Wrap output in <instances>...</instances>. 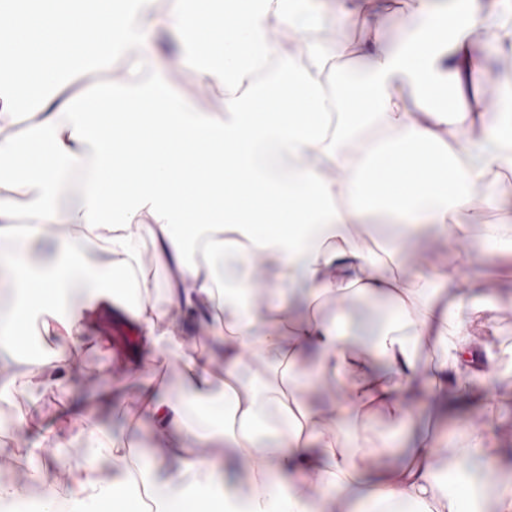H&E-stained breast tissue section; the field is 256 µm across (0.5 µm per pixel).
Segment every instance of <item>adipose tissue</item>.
Listing matches in <instances>:
<instances>
[{
  "label": "adipose tissue",
  "instance_id": "1",
  "mask_svg": "<svg viewBox=\"0 0 512 512\" xmlns=\"http://www.w3.org/2000/svg\"><path fill=\"white\" fill-rule=\"evenodd\" d=\"M428 4L413 0L415 28L402 40L378 27L351 43L319 34L328 15L342 31L363 25L348 0H173L162 16L154 0H0V238L19 244L0 257V283L16 296L0 310V356L16 359L28 327L40 325L43 355L29 361L36 377L27 387L63 384L72 370L64 343L82 344L100 317L122 320L136 282L144 363L182 356L191 323L223 347L221 361L187 359L180 394L146 389L158 433L201 448L229 443L236 453L221 465L144 457L136 493L118 448L115 477L62 456L63 479L51 481L43 460L54 440L42 435L26 450V485L0 481V512L30 487L44 490L40 512H310L311 501L341 498L353 512H473L475 494L443 498L435 472L444 464L493 480L491 512H512V480L496 476L485 429L460 427L461 447L444 457L416 440L406 464L376 474L364 444L319 428L300 398L330 376L342 386L336 424L374 409L404 422L425 336L440 352L431 380L445 387L468 377L496 397L489 367L467 361L494 348L466 337L483 308L476 266L452 265L405 288L359 238L363 220L375 218L512 254V222L484 214L499 172L512 168V92L487 99L484 78L512 44L494 37L473 49L469 32L488 23L483 0H454L446 13ZM159 29L176 34V57L198 86L219 91L222 113L198 110L159 72L164 52L149 41ZM282 32L298 37L297 61L280 60ZM77 57L120 65L121 85L67 92L61 73ZM19 102L30 103L32 123L23 136L4 135ZM489 104L503 112L493 124L482 121ZM244 173L254 192L242 191ZM478 184L486 193L477 202ZM17 187L29 197L23 212L11 196ZM69 224L86 235L60 234ZM144 238L172 272L163 309L136 275ZM33 244L45 246L42 259ZM259 261L277 265L276 280L256 285ZM436 280L448 285V307L424 298ZM297 291L312 304L335 299V316L284 331ZM354 296H381L396 309L368 354L343 310ZM247 349L268 366L256 386L239 374ZM303 349L316 360L296 384L282 367ZM262 433L269 439L260 444Z\"/></svg>",
  "mask_w": 512,
  "mask_h": 512
}]
</instances>
